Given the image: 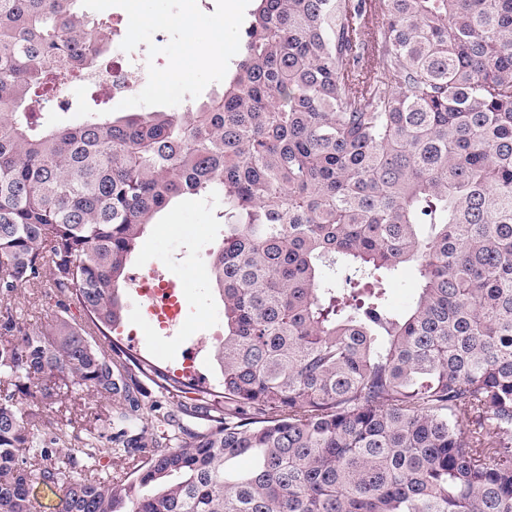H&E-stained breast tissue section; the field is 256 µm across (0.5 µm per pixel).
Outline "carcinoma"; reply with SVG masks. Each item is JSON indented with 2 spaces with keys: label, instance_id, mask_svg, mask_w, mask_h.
Returning a JSON list of instances; mask_svg holds the SVG:
<instances>
[{
  "label": "carcinoma",
  "instance_id": "1",
  "mask_svg": "<svg viewBox=\"0 0 512 512\" xmlns=\"http://www.w3.org/2000/svg\"><path fill=\"white\" fill-rule=\"evenodd\" d=\"M77 2L0 0V512L40 485L59 512H512V0H254L222 93L49 125L112 47ZM185 196L224 202L201 430L111 337ZM43 286L33 327L14 297ZM85 394L112 447L62 455L24 399ZM418 287L417 271L413 265H406L399 269L389 288L390 304L396 310H402L415 294ZM142 387L144 389V396H139L140 404H141V413L143 414V424L148 426L150 430V419L151 414L153 413L152 408L156 404H161L163 402V398L160 393H158L157 388L148 380H142Z\"/></svg>",
  "mask_w": 512,
  "mask_h": 512
}]
</instances>
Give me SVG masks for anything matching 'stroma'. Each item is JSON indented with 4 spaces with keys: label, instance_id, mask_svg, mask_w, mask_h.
Listing matches in <instances>:
<instances>
[{
    "label": "stroma",
    "instance_id": "stroma-1",
    "mask_svg": "<svg viewBox=\"0 0 512 512\" xmlns=\"http://www.w3.org/2000/svg\"><path fill=\"white\" fill-rule=\"evenodd\" d=\"M227 0H81L80 7L92 20L118 18L120 34L117 52L147 50L155 67L153 80L166 81L171 91L163 97L152 96L141 88L129 98H113L103 83L88 80L70 94L71 109H54L48 119L61 122L78 112L107 108L114 112H137L143 109H185L197 100L222 90L224 72L240 56L238 30L245 27L251 0H237L239 12L236 31L224 37V57L212 59L208 40L196 41L192 54L183 46L189 28L213 24L224 17ZM217 206L199 200H185L166 210L159 223L150 225L131 262V272L148 276L160 272L164 279L181 287L186 315L176 327L159 329L149 324L146 302L135 291L127 293V312L116 335L122 345L160 362L168 370L182 366V346L195 344L201 348L204 376L215 379L212 352L223 335L221 304L207 290L210 254L224 236V226L216 217ZM105 401L89 396L74 407L72 413L44 410L59 448L75 447L68 418L79 425L93 428L98 415L104 413Z\"/></svg>",
    "mask_w": 512,
    "mask_h": 512
}]
</instances>
